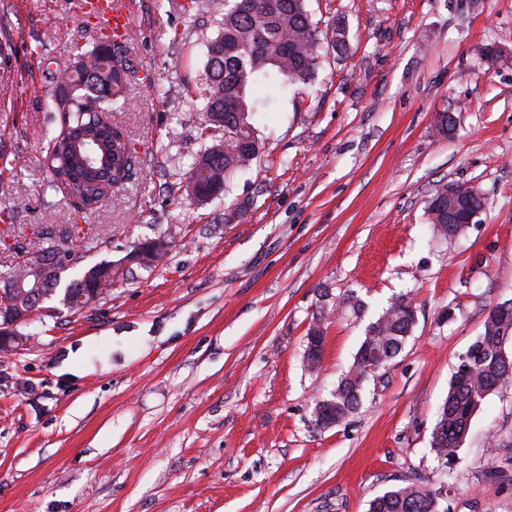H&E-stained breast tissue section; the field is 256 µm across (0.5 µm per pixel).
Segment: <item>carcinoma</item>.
Returning <instances> with one entry per match:
<instances>
[{"instance_id": "cac0c4a2", "label": "carcinoma", "mask_w": 512, "mask_h": 512, "mask_svg": "<svg viewBox=\"0 0 512 512\" xmlns=\"http://www.w3.org/2000/svg\"><path fill=\"white\" fill-rule=\"evenodd\" d=\"M210 0L209 10L221 16L218 36L207 52L208 92L203 107L204 130L220 129L224 136L196 155L172 176L185 183L197 180L209 190L215 183L227 192V180L234 172L261 160V147L254 118L257 101H276L295 84L315 79L321 41L305 0ZM332 46L347 50L344 21L336 20ZM43 66L60 86L56 98V127L50 138L43 166L51 175L50 187L64 186L88 209L102 203L113 184L129 177L133 165L132 143L124 130L112 124L109 113L125 104L124 87L134 75L127 51L118 43L110 49L99 42L76 55L66 68L54 66L46 57ZM99 141L103 173L89 174L76 152V142ZM485 206L473 188L453 182L438 184L427 200L428 223L437 234L452 238L462 232V222L470 212ZM35 250L58 259L60 273L42 282L38 294L18 289L0 295V307L27 313L40 301L56 293L62 274L84 262L88 249L63 243L40 244ZM112 263L99 262L81 269L78 277L63 287L62 302L80 312L97 297L96 290L112 288ZM416 311L411 299L392 302L366 328L364 339L349 370L327 401L337 421L353 413L362 401L364 385L402 350L413 333ZM512 347V312L508 320L485 319L481 335L459 361L449 383L448 396L441 405L432 436V447L440 458L457 454L482 401L499 385L512 380V352L509 361L498 354ZM369 512H439L432 491L419 485L400 486L374 498Z\"/></svg>"}]
</instances>
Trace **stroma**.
I'll return each mask as SVG.
<instances>
[{
    "label": "stroma",
    "mask_w": 512,
    "mask_h": 512,
    "mask_svg": "<svg viewBox=\"0 0 512 512\" xmlns=\"http://www.w3.org/2000/svg\"><path fill=\"white\" fill-rule=\"evenodd\" d=\"M129 2L136 75L112 121L137 161L84 210L42 165L59 89L40 59L68 66L101 32L77 0H0L14 70L0 83L13 162L0 275L64 230L96 241L87 263L121 270L83 311L45 299L0 349V512H368L410 483L440 512H512V382L484 399L455 459L431 448L459 356L489 304L512 299V0H306L319 31L344 17L349 49L323 46L315 81L260 113L263 164L204 206L171 170L202 147L219 26L189 0ZM443 180L486 201L453 239L425 215ZM158 237L164 262L129 268ZM402 295L417 309L402 351L354 414L319 427L315 400Z\"/></svg>",
    "instance_id": "obj_1"
}]
</instances>
